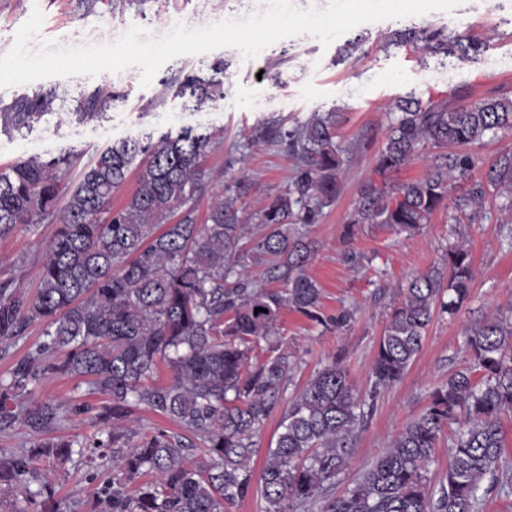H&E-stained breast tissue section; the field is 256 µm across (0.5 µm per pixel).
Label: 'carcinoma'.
<instances>
[{
    "mask_svg": "<svg viewBox=\"0 0 512 512\" xmlns=\"http://www.w3.org/2000/svg\"><path fill=\"white\" fill-rule=\"evenodd\" d=\"M391 44L463 60L480 46L442 29H404ZM224 61L209 73L162 81L196 105L224 98ZM115 95L93 91L65 110L56 89L0 102V133L30 130L68 112L102 115ZM390 132L377 156L382 177L361 184L351 224H381L416 234L441 208L448 221H473L493 196L512 198V152L496 157L474 179L468 150L500 130L512 131V97L469 106L446 100H403L392 109ZM337 113L313 112L291 129L260 127L249 143L273 140L295 160V176L260 211L242 217L253 180L242 175L212 194L203 222L197 205L212 173L206 157L211 133L183 130L124 140L100 152L77 182L63 188L76 155L30 157L0 168V238L19 225L53 224L37 290L29 296L10 277L0 280V343L44 325V340L0 384V424L21 419L35 432L57 430L79 406L44 403L13 408L49 373L77 378L105 398L96 431L80 440L37 439L24 453L0 455V493L33 496L34 462L65 465L85 455L110 468L104 512H226L252 490L253 457L261 427L295 368L282 352L278 322L293 310L328 328L351 320L343 310L320 312L321 289L308 274L318 244L303 228L339 194L345 152L336 142ZM431 154L424 176L394 182L419 152ZM136 172V188L122 206L113 194ZM468 187L454 195L456 181ZM445 267L412 276L390 304L369 374L360 393L341 360L320 369L281 417L275 446L265 451L258 492L262 512H480L487 495L512 492V462L504 456L503 417L512 415V303L464 333L468 363L429 393L422 413L362 472L348 475L353 441L381 392L399 383L422 349L436 317L453 318L470 298L475 278L470 249L448 243ZM261 312L254 313L255 309ZM172 380H155L159 365ZM174 423L138 434L137 410ZM455 426L446 475L431 484L435 448ZM199 440L201 457L188 459L184 433ZM349 487L339 497L340 476Z\"/></svg>",
    "mask_w": 512,
    "mask_h": 512,
    "instance_id": "obj_1",
    "label": "carcinoma"
}]
</instances>
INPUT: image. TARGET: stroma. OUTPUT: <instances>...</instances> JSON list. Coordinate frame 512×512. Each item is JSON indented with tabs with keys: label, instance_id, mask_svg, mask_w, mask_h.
<instances>
[{
	"label": "stroma",
	"instance_id": "35a3bbf8",
	"mask_svg": "<svg viewBox=\"0 0 512 512\" xmlns=\"http://www.w3.org/2000/svg\"><path fill=\"white\" fill-rule=\"evenodd\" d=\"M255 0H0V54L7 52L17 30L40 10L39 35L29 41L38 48L52 39L63 46L85 41L116 39L130 26L138 25L162 36L177 23L206 26L242 17L254 10ZM427 26L480 44L472 60L430 56L410 47L390 45L395 31ZM360 39L352 55H344L346 43ZM224 59V98L195 108L189 98L165 92L160 79L178 69L208 70ZM159 79L141 87L139 68L116 75L50 77L28 84L0 88V100L45 88L56 89L74 107L80 95L96 89L115 94L111 109L87 122L75 118H49L33 129L0 135V167L31 156L49 158L67 150L78 153L80 163L112 143L141 137L145 133L192 127L221 135V143L209 154L213 171L211 191L249 170L256 184L245 201L247 211L264 207L294 173V161L278 144L248 143L247 138L264 122L293 127L314 112H339L338 140L344 147L340 173L342 190L323 208L317 223L308 225L309 237L319 244L309 272L322 289V312L333 316L349 309L353 318L347 327L324 329L305 316L288 310L282 315V348L296 363L280 399L265 421L259 438L263 449L274 443L288 396L299 391L331 357L344 359L351 383L365 390L378 341L386 324L395 287L410 276L443 265L448 242L463 239L473 257L476 277L469 302L455 320H433L423 348L404 378L382 392L374 412L355 442L350 473H358L386 447L388 441L424 409L430 391L465 367L462 332L474 321L512 302V233L497 231L499 210L475 224H453L447 211L436 212L422 233L409 235L391 228L360 224L352 238H345L346 222L361 183L374 176L377 154L387 140L389 111L410 98L448 99L468 105L500 96L512 97V0H464L453 11H431L403 19L363 24L342 34L329 46L311 35L301 34L270 45L254 59H244L231 47L198 55H182L166 62ZM55 231L54 225L19 226L0 239V272L8 271L28 291L35 292L41 261ZM361 255L360 266H350L348 252ZM51 402L82 404L86 410L74 415L63 428L67 437H82L94 430L100 395L89 393L85 383L61 374L45 377L30 394L19 398L29 408ZM39 483L50 497L26 501L6 494L0 512H91L98 494L112 479L111 472L74 459L65 467L46 462L36 465Z\"/></svg>",
	"mask_w": 512,
	"mask_h": 512
}]
</instances>
